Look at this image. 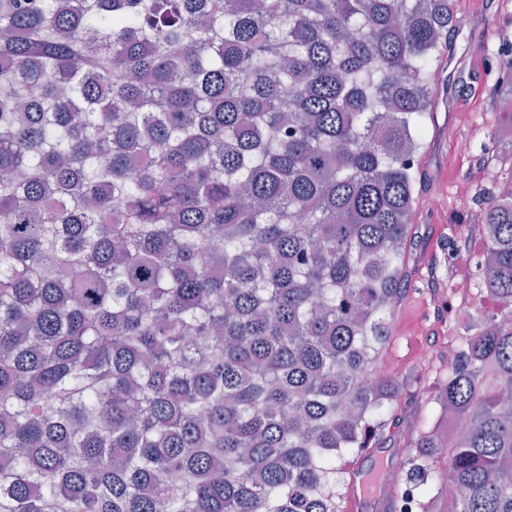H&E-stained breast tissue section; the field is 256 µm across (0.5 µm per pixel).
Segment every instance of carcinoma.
Returning a JSON list of instances; mask_svg holds the SVG:
<instances>
[{
	"instance_id": "cac0c4a2",
	"label": "carcinoma",
	"mask_w": 512,
	"mask_h": 512,
	"mask_svg": "<svg viewBox=\"0 0 512 512\" xmlns=\"http://www.w3.org/2000/svg\"><path fill=\"white\" fill-rule=\"evenodd\" d=\"M456 2L0 0V512H342ZM480 228L418 512H512V196Z\"/></svg>"
}]
</instances>
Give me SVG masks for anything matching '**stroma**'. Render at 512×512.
Here are the masks:
<instances>
[{"label":"stroma","instance_id":"obj_1","mask_svg":"<svg viewBox=\"0 0 512 512\" xmlns=\"http://www.w3.org/2000/svg\"><path fill=\"white\" fill-rule=\"evenodd\" d=\"M459 10L472 18L471 28L449 29V64L441 65L434 81L436 109L432 114L421 162L420 197L443 192L440 214L416 210L413 216L414 244L403 279V297L396 307L390 325L394 345L387 358L410 367L422 363L427 354L456 326L468 322L477 309L492 308V301L472 293L456 296L444 303L436 295L445 282V258L455 263L473 262L482 252L484 240L472 235L466 250L453 252L452 228L457 224L478 221V203L494 195V183L481 179L480 171L488 165L485 148L499 156L500 173L512 171V149L492 146L490 135L503 119L502 112L487 105L498 80L499 70L491 60L496 43L512 44V0H459ZM469 143L468 153H460L455 140ZM470 184L469 195L457 188ZM433 373H424L420 386L405 391L402 409L392 422L386 443L373 456L360 459L357 473L370 474L379 463H390L396 451L409 444V419L425 399L423 390L432 383Z\"/></svg>","mask_w":512,"mask_h":512}]
</instances>
